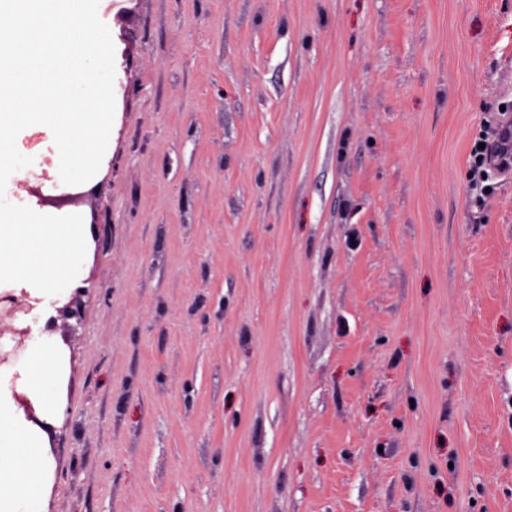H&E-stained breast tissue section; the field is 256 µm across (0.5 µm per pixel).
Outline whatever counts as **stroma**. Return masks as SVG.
Listing matches in <instances>:
<instances>
[{
  "label": "stroma",
  "mask_w": 512,
  "mask_h": 512,
  "mask_svg": "<svg viewBox=\"0 0 512 512\" xmlns=\"http://www.w3.org/2000/svg\"><path fill=\"white\" fill-rule=\"evenodd\" d=\"M115 114L47 512H512V0H99ZM506 122L500 126L493 138L486 137L480 144H485L484 148H477L474 154L472 165L473 178L484 179L482 174L488 177V170H506L512 167V123L510 121V131L507 139L503 136V130Z\"/></svg>",
  "instance_id": "35a3bbf8"
}]
</instances>
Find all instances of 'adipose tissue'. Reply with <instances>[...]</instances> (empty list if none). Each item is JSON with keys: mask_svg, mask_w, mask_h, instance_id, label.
Returning <instances> with one entry per match:
<instances>
[{"mask_svg": "<svg viewBox=\"0 0 512 512\" xmlns=\"http://www.w3.org/2000/svg\"><path fill=\"white\" fill-rule=\"evenodd\" d=\"M87 244L86 225L53 224L0 200V283L14 284L37 300L24 354L0 365V512H45L55 473L50 432L67 412L62 395L67 356L50 323L81 285ZM17 385L33 403V413L15 399Z\"/></svg>", "mask_w": 512, "mask_h": 512, "instance_id": "adipose-tissue-1", "label": "adipose tissue"}]
</instances>
